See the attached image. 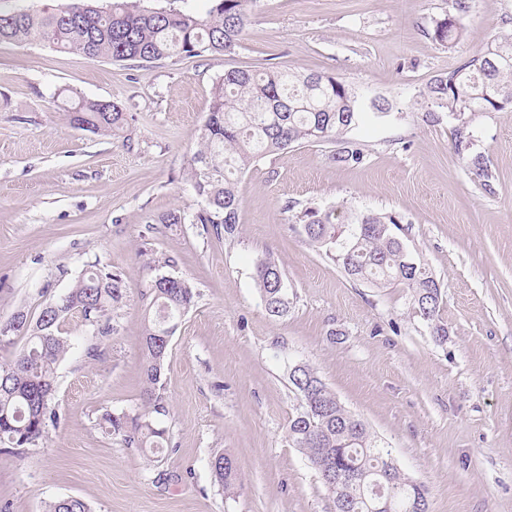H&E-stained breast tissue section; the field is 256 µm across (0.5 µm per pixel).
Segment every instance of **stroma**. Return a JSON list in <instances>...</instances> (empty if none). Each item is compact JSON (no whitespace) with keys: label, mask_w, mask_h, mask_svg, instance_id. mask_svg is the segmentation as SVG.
Returning a JSON list of instances; mask_svg holds the SVG:
<instances>
[{"label":"stroma","mask_w":512,"mask_h":512,"mask_svg":"<svg viewBox=\"0 0 512 512\" xmlns=\"http://www.w3.org/2000/svg\"><path fill=\"white\" fill-rule=\"evenodd\" d=\"M467 36L433 41L452 0H254L230 54L151 64L91 59L31 39L0 43V319L38 315L93 263L120 272L127 298L114 335L72 318L51 405L59 422L29 448L0 446V512H44L74 496L92 512H333L331 492L288 422L301 410L289 378L312 367L398 467L428 490L429 512H512V112L469 121L495 176L486 191L454 151V117L418 92L462 59L512 36V0H469ZM278 66L336 77L387 117L359 123L362 163L305 143L240 176L241 224L228 239L199 224H157L203 201L184 178L216 81L232 68ZM112 100L118 135L70 126L71 95ZM396 213L400 237L444 293L438 342L407 289L350 279L334 246L299 215ZM171 260L198 298L170 339L160 392L168 448L105 433L104 411L142 413L143 253ZM272 258L289 308L270 316L256 266ZM231 454L236 494L209 462Z\"/></svg>","instance_id":"stroma-1"}]
</instances>
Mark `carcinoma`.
<instances>
[{
    "label": "carcinoma",
    "instance_id": "obj_1",
    "mask_svg": "<svg viewBox=\"0 0 512 512\" xmlns=\"http://www.w3.org/2000/svg\"><path fill=\"white\" fill-rule=\"evenodd\" d=\"M208 17L176 9H148L141 0H112L102 9L73 0L53 13L24 9L0 10V42L37 37L58 49L89 58L141 64L174 57L230 53L240 44L251 19L253 0H213ZM455 13L435 22L433 41L453 47L467 35L463 18L469 0H454ZM419 96L450 115L465 112L512 110V37L503 38L486 52L467 57L446 74L431 80ZM70 125L93 133L114 135L123 130V108L110 100H80L69 108ZM362 117L357 93L336 78L288 68L264 70L232 68L214 87L213 104L202 126L200 148L190 158L185 178L205 206L191 216L170 210L153 219L156 224H221L233 238L240 224L239 175L253 162L295 144L338 142L331 155L338 164H360L364 150L345 138ZM454 151L492 190L493 174L483 153L475 151L468 121L454 129ZM306 235L315 242L336 243V210L305 209L300 216ZM356 229L341 243L336 260L345 274L375 286L396 285L412 292L415 313L437 341L448 336V324L439 318L443 294L426 264L408 251L396 233L400 219L392 213L368 212L354 217ZM167 264L149 255L142 270L149 277V307L142 326L144 413L136 417L105 411L100 425L110 435L139 448L164 447L166 430L157 416L166 413L159 393L168 356V337L182 314L195 303L194 286L185 278L164 282L156 274ZM279 265L265 259L256 267V284L265 309L272 316L288 311L286 289ZM121 274L99 263L90 265L59 299H48L37 317L16 311L7 322L13 334L0 347L25 339L22 348L0 364V445L28 448L42 439L47 423L57 420L49 410L57 369L69 350L62 324L77 315L96 323L98 334L114 333L112 310L126 299ZM294 387L304 410L288 424V441L299 448L332 492L337 512H375L380 499H389L394 512H428L425 486L396 465L391 450L378 444L364 423L337 399L317 373L305 365ZM215 481L232 494L241 486L234 459L215 455L209 464ZM46 512H91L78 497L58 499Z\"/></svg>",
    "mask_w": 512,
    "mask_h": 512
}]
</instances>
